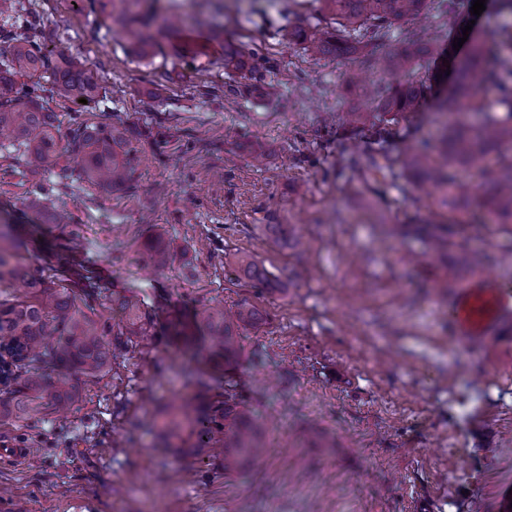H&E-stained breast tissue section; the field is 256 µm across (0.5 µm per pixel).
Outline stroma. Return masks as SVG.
<instances>
[{"label": "stroma", "instance_id": "35a3bbf8", "mask_svg": "<svg viewBox=\"0 0 512 512\" xmlns=\"http://www.w3.org/2000/svg\"><path fill=\"white\" fill-rule=\"evenodd\" d=\"M0 30L37 18L69 46L103 91L62 118L145 129L135 142L130 188L83 183L44 187L49 208L33 211L32 182L13 139L0 135V221H10L33 258L72 275L95 270L155 307L152 346L119 357L99 383L79 382L65 417L45 413L0 424V512H506L512 489V336L479 350L455 342L453 296L426 242L394 225L425 218L402 182L369 170V130L335 118L356 108L365 78L342 58L316 59L284 34L329 24L319 0H186L185 25L207 55L162 49L141 60L92 0H21ZM253 51L251 77L224 67V44ZM453 77L433 83L419 112L392 124L384 145L436 144L438 107ZM266 158L255 163L252 143ZM63 208L69 223H51ZM453 238L448 263L462 284L492 273L512 301V225L477 221ZM290 225L293 247L271 225ZM163 227L167 269L139 262L144 240ZM79 252L65 254L71 235ZM271 279H248L240 263ZM244 301L260 314L228 370L208 372L213 392L232 379L268 419L269 448L243 474L224 472L220 452L173 458L146 429L153 414L190 395L185 367L203 356L170 345L171 322L217 302ZM95 449H87L86 439Z\"/></svg>", "mask_w": 512, "mask_h": 512}]
</instances>
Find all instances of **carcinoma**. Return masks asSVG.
I'll return each instance as SVG.
<instances>
[{
  "label": "carcinoma",
  "instance_id": "carcinoma-1",
  "mask_svg": "<svg viewBox=\"0 0 512 512\" xmlns=\"http://www.w3.org/2000/svg\"><path fill=\"white\" fill-rule=\"evenodd\" d=\"M124 35L129 50L142 59L159 49L158 36L173 22L162 16L160 0H93ZM336 19L331 28L298 26L288 43L319 57L348 56L377 76L363 106L341 114L345 127L371 128L375 141L385 138L384 116L420 110L432 76L417 78L422 61H434L439 45L424 42L400 23L422 12L437 19L457 18L458 0H320ZM486 47L474 39L456 66L454 93L442 104L444 121L436 152L409 146L394 159L370 156L372 167L399 165L417 194L431 201L432 217L410 231L448 249V225L466 224L465 209L473 185L459 170H480L482 224H512V25H503L494 63L486 65ZM246 53L224 46V68L241 71ZM493 86L504 114L483 109L477 90ZM100 85L65 45L49 47L41 26L28 21L0 55V133L6 131L28 157L36 202L44 176L116 189L131 186L135 166L132 132L113 123L89 125L76 118L62 124L49 107L54 98L77 101L99 95ZM77 167L60 166L62 156ZM143 260L165 268L172 255L160 236L143 245ZM258 313L245 305H207L197 326L213 360L230 362L242 351V329L255 325ZM154 336L148 303L133 301L92 270L68 277L23 254L11 230L0 225V422H20L46 411L70 409L79 398L78 380L98 379L112 360L148 344ZM197 385L191 397L169 407L158 423L166 447L177 454L221 446L224 474L253 465L268 447L260 414L229 380L224 396L211 395L201 374L187 369Z\"/></svg>",
  "mask_w": 512,
  "mask_h": 512
}]
</instances>
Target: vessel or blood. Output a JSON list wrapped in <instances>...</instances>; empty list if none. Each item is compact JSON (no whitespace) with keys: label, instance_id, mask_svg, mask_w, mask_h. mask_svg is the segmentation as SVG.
<instances>
[{"label":"vessel or blood","instance_id":"vessel-or-blood-1","mask_svg":"<svg viewBox=\"0 0 512 512\" xmlns=\"http://www.w3.org/2000/svg\"><path fill=\"white\" fill-rule=\"evenodd\" d=\"M448 319L460 341L488 347L512 327V303L501 297L495 284L469 285L456 289Z\"/></svg>","mask_w":512,"mask_h":512}]
</instances>
